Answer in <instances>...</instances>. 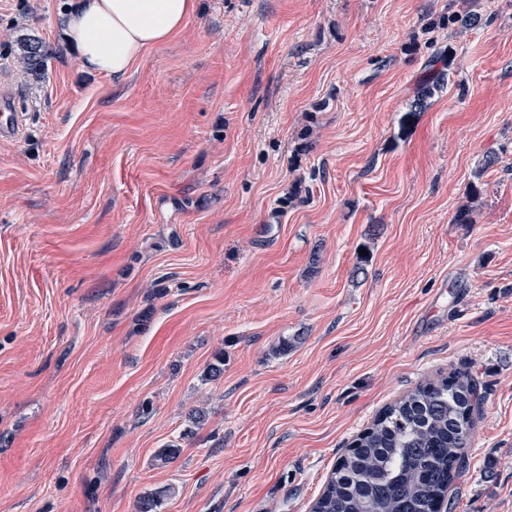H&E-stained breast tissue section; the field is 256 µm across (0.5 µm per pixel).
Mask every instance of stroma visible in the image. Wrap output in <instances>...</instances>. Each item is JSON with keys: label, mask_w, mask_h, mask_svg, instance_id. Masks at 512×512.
Segmentation results:
<instances>
[{"label": "stroma", "mask_w": 512, "mask_h": 512, "mask_svg": "<svg viewBox=\"0 0 512 512\" xmlns=\"http://www.w3.org/2000/svg\"><path fill=\"white\" fill-rule=\"evenodd\" d=\"M71 3L0 0V512H310L452 372L451 512H512V0H200L121 82ZM20 45V61L31 71L37 72L44 66L43 50L40 43L34 39H23ZM0 137L2 139L17 138L23 126L21 112H16L13 97L1 93L0 96Z\"/></svg>", "instance_id": "obj_1"}]
</instances>
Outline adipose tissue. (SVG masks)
I'll use <instances>...</instances> for the list:
<instances>
[{
	"mask_svg": "<svg viewBox=\"0 0 512 512\" xmlns=\"http://www.w3.org/2000/svg\"><path fill=\"white\" fill-rule=\"evenodd\" d=\"M197 9L198 0H77L63 16L64 38L85 69L120 81Z\"/></svg>",
	"mask_w": 512,
	"mask_h": 512,
	"instance_id": "ef3b65f1",
	"label": "adipose tissue"
}]
</instances>
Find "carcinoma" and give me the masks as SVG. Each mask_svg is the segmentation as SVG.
I'll return each instance as SVG.
<instances>
[{
    "label": "carcinoma",
    "instance_id": "cac0c4a2",
    "mask_svg": "<svg viewBox=\"0 0 512 512\" xmlns=\"http://www.w3.org/2000/svg\"><path fill=\"white\" fill-rule=\"evenodd\" d=\"M481 21L468 8L448 15L450 26ZM19 45L21 63L41 70L40 43ZM477 400L476 381L455 373L402 396L336 463L316 501L320 512H432L466 465Z\"/></svg>",
    "mask_w": 512,
    "mask_h": 512
}]
</instances>
